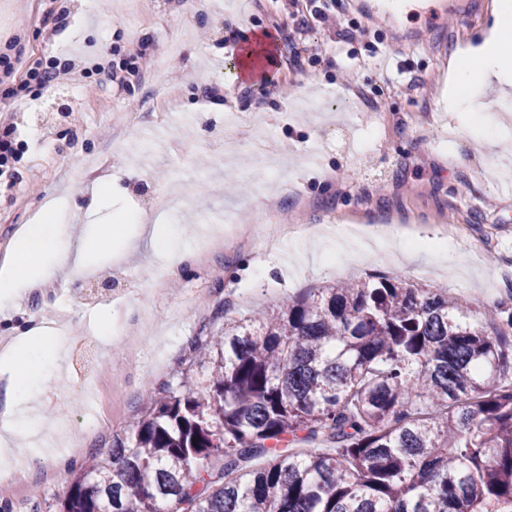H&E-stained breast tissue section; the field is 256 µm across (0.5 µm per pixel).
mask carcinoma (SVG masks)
Wrapping results in <instances>:
<instances>
[{"instance_id":"cac0c4a2","label":"carcinoma","mask_w":512,"mask_h":512,"mask_svg":"<svg viewBox=\"0 0 512 512\" xmlns=\"http://www.w3.org/2000/svg\"><path fill=\"white\" fill-rule=\"evenodd\" d=\"M177 376L146 389L59 512H512L501 306L343 280L225 319Z\"/></svg>"}]
</instances>
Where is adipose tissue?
Returning a JSON list of instances; mask_svg holds the SVG:
<instances>
[{"instance_id": "1", "label": "adipose tissue", "mask_w": 512, "mask_h": 512, "mask_svg": "<svg viewBox=\"0 0 512 512\" xmlns=\"http://www.w3.org/2000/svg\"><path fill=\"white\" fill-rule=\"evenodd\" d=\"M512 40V0H497L495 24L491 35L480 46L456 56L450 75L451 93L448 108L453 112L475 114L484 111L482 102L490 82L512 86V57L501 51L503 43ZM65 215L57 193H50L38 223L27 225L14 242L6 263L0 265V304L6 305L23 291L41 286L68 272L72 282H79L81 273H89L90 247L108 248L112 238H119L121 258L135 256L141 239H148L157 251L175 256L178 263L191 265L197 253L184 246L175 226L151 223L149 217L139 216L136 228H128L124 216H117L108 235L95 244L86 239H72L65 227ZM56 346L46 334L45 325H37L18 336L6 351L0 353V380L5 391L0 404L17 422L12 431L0 435V446L14 447L19 437H32L34 427L19 419V412L32 402L31 382L47 363L58 362Z\"/></svg>"}]
</instances>
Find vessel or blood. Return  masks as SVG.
Returning <instances> with one entry per match:
<instances>
[{"label": "vessel or blood", "instance_id": "vessel-or-blood-1", "mask_svg": "<svg viewBox=\"0 0 512 512\" xmlns=\"http://www.w3.org/2000/svg\"><path fill=\"white\" fill-rule=\"evenodd\" d=\"M486 0H360L364 12L390 22L411 16L425 17L429 24L437 25L444 18L482 14Z\"/></svg>", "mask_w": 512, "mask_h": 512}]
</instances>
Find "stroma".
Returning <instances> with one entry per match:
<instances>
[{
  "label": "stroma",
  "mask_w": 512,
  "mask_h": 512,
  "mask_svg": "<svg viewBox=\"0 0 512 512\" xmlns=\"http://www.w3.org/2000/svg\"><path fill=\"white\" fill-rule=\"evenodd\" d=\"M493 21L486 11L463 35L451 20L417 43L409 24L390 27L354 9L337 26L319 23L308 0H0V41L18 37L22 51L17 77L69 69L82 48L102 51L117 73L109 81L69 70L51 87L26 85L30 104L12 114L19 159L0 175V256L36 223L51 189L69 199L70 224L89 234L116 213L138 216L154 195L192 199L189 210L156 214L161 224L230 218L223 245L190 268L168 265L143 243L97 306L83 303L88 277L75 289L56 279L0 307V336L51 314L95 345L92 393L110 401V419L88 427L83 378L69 356L32 385L42 403L66 402L68 427L86 433L74 465L127 427L148 386L176 382L195 337L307 289L373 273L447 288L476 313L512 307V194L502 191L512 176V128L467 126L443 104L455 53L479 44ZM262 30L276 65L258 80H233L247 36ZM347 31L354 38L346 42ZM378 49L386 58L375 57ZM141 52L151 68L131 76ZM347 68L356 72L348 87ZM171 94L176 110L159 122L156 105ZM66 99L79 109L77 123L46 124ZM231 112L264 136V156L226 131ZM95 194L100 208L85 212ZM246 224H309L318 234L262 249L240 236ZM163 264L159 281L153 269ZM111 313L106 336L100 322ZM123 336L143 337L138 355L126 353ZM54 436L41 432L10 512H58L68 473L48 451Z\"/></svg>",
  "instance_id": "1"
}]
</instances>
